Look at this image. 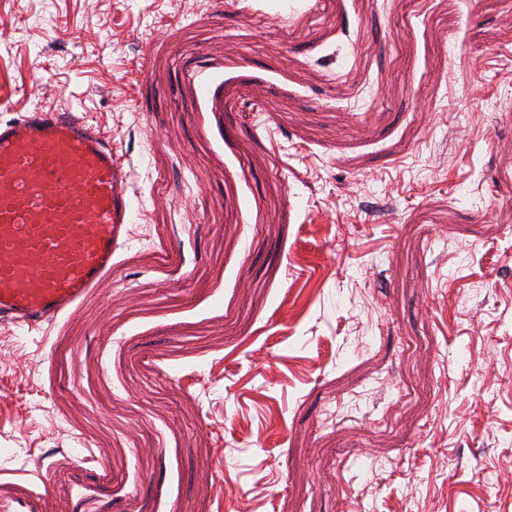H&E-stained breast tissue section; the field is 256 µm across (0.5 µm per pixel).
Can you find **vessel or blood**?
Masks as SVG:
<instances>
[{"label":"vessel or blood","mask_w":512,"mask_h":512,"mask_svg":"<svg viewBox=\"0 0 512 512\" xmlns=\"http://www.w3.org/2000/svg\"><path fill=\"white\" fill-rule=\"evenodd\" d=\"M125 182L110 144L69 113L0 121V324L56 319L111 273Z\"/></svg>","instance_id":"obj_1"}]
</instances>
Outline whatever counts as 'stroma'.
<instances>
[{"mask_svg":"<svg viewBox=\"0 0 512 512\" xmlns=\"http://www.w3.org/2000/svg\"><path fill=\"white\" fill-rule=\"evenodd\" d=\"M413 8L0 0V121L129 201L0 326V512H512V8Z\"/></svg>","mask_w":512,"mask_h":512,"instance_id":"35a3bbf8","label":"stroma"}]
</instances>
